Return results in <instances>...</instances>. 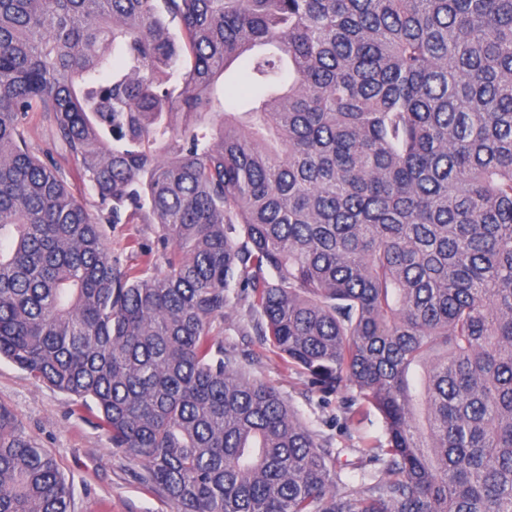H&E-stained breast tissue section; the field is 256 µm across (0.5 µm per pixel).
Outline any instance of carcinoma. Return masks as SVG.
<instances>
[{"label":"carcinoma","instance_id":"1","mask_svg":"<svg viewBox=\"0 0 512 512\" xmlns=\"http://www.w3.org/2000/svg\"><path fill=\"white\" fill-rule=\"evenodd\" d=\"M30 111L107 221L158 225L165 273L112 262ZM233 288L314 391L381 417L359 488L213 337ZM0 358L175 512H512V0H0ZM70 504L0 407V512ZM257 94L253 86L245 79L240 78L235 82L224 85L225 107L230 110H240L246 100ZM25 128L29 150L57 169L70 191L83 202L89 214L95 219L100 218L102 213L98 197L88 183L81 181L77 159L55 137L49 118L41 112H29Z\"/></svg>","mask_w":512,"mask_h":512}]
</instances>
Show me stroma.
Returning a JSON list of instances; mask_svg holds the SVG:
<instances>
[{
	"label": "stroma",
	"instance_id": "35a3bbf8",
	"mask_svg": "<svg viewBox=\"0 0 512 512\" xmlns=\"http://www.w3.org/2000/svg\"><path fill=\"white\" fill-rule=\"evenodd\" d=\"M25 128L29 150L57 169L89 214L99 219V200L81 181L77 159L55 137L49 118L40 112L28 113ZM100 229L118 268L147 267L152 273H164L157 225L125 214L120 223H102ZM246 309L243 300L231 299L223 318L214 324L219 341L249 355L251 373L275 387L301 421L338 450V491L357 488L365 471L361 449L386 441L380 418L371 414L353 423L347 418L343 396L321 399L299 369L288 366L255 336ZM0 406L10 410L22 430L54 455L71 485V512H174L165 494L143 480L142 466L112 448L93 414L73 397L34 380L3 358Z\"/></svg>",
	"mask_w": 512,
	"mask_h": 512
}]
</instances>
